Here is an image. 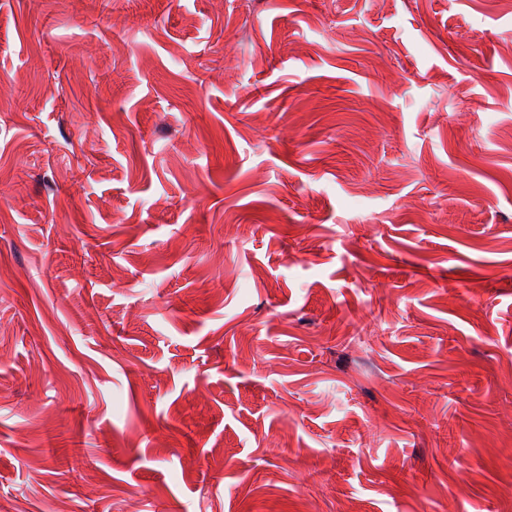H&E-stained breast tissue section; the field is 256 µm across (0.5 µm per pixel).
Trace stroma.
<instances>
[{
    "mask_svg": "<svg viewBox=\"0 0 512 512\" xmlns=\"http://www.w3.org/2000/svg\"><path fill=\"white\" fill-rule=\"evenodd\" d=\"M0 512H512V0H0Z\"/></svg>",
    "mask_w": 512,
    "mask_h": 512,
    "instance_id": "obj_1",
    "label": "stroma"
}]
</instances>
